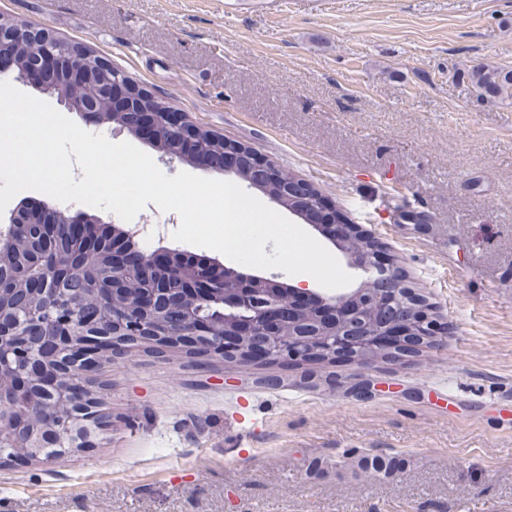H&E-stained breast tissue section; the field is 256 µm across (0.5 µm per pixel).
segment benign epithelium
Segmentation results:
<instances>
[{"label":"benign epithelium","mask_w":512,"mask_h":512,"mask_svg":"<svg viewBox=\"0 0 512 512\" xmlns=\"http://www.w3.org/2000/svg\"><path fill=\"white\" fill-rule=\"evenodd\" d=\"M27 43L40 50L25 62L18 50ZM88 56L89 52L68 46L47 28L0 18L1 76L24 83L33 74L47 71L46 93L61 81L73 82L80 96L59 99L69 111L99 120L104 112H123L129 118V130L133 129L130 118L141 116L145 126L138 134L152 141L161 123L182 138L200 133L177 112L168 109L159 115L146 109V91L101 60H87ZM334 214L336 210L325 204L310 208L305 220L337 245L353 225L344 224L338 234H328ZM0 220L10 224L8 238L0 236V255L16 249L31 222L54 224L66 236L74 224L103 223L81 209L60 210L41 203H25ZM131 251L132 259L120 253L112 257V272L122 282L136 281L145 267L165 268L168 260L181 253L166 246ZM344 255L351 268L368 274V292L355 288L323 295L274 274L249 275L247 287L226 288L199 300L202 307L234 317L229 333L218 334L210 322L190 319L181 342L199 355L304 365L333 358L355 361L368 351L408 356L438 334L430 316L417 323L409 318V309L424 299L403 278L392 277L379 254L359 249ZM14 284L0 273V464L18 457L47 461L71 448L91 447L93 439L111 426V414L89 384L74 382L68 373L87 378L114 353L128 355L131 348L146 342L171 343L174 337L161 319L163 308L185 303L179 289L143 287L138 304L131 306L122 296L123 289L96 288L94 293L107 302V319L98 339L91 341L85 339L80 301L70 294L54 265L43 264L41 277L27 288L17 289ZM280 293L288 295L286 308L272 302L273 295ZM285 323L291 331L286 338L281 336Z\"/></svg>","instance_id":"benign-epithelium-1"}]
</instances>
